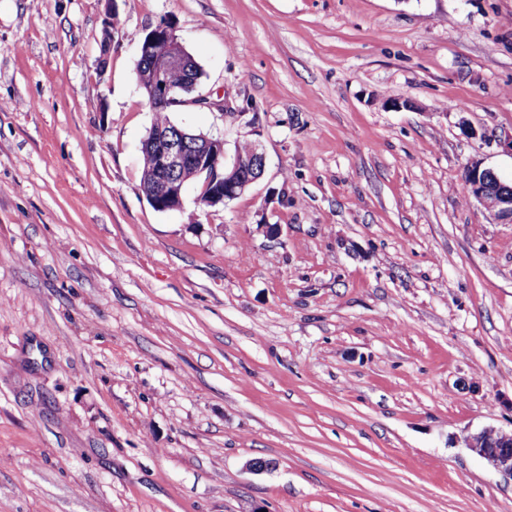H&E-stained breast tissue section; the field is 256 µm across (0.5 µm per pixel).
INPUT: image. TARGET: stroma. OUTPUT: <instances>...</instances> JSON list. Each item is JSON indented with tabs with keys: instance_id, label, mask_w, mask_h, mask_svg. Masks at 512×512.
Returning <instances> with one entry per match:
<instances>
[{
	"instance_id": "35a3bbf8",
	"label": "stroma",
	"mask_w": 512,
	"mask_h": 512,
	"mask_svg": "<svg viewBox=\"0 0 512 512\" xmlns=\"http://www.w3.org/2000/svg\"><path fill=\"white\" fill-rule=\"evenodd\" d=\"M165 18L168 123L266 155L206 213L141 191ZM511 137L512 0H0V512H512ZM161 46L162 50H154V46ZM147 64L141 63L137 66L138 82L147 84L152 80L153 70L154 78L148 86H141L142 93L146 97L153 110L156 108L178 105L180 100L176 96L177 89H186L192 84H185L186 74L173 71L188 69V53L179 41L174 24L165 19L152 27L145 36L139 48V57ZM169 81L176 88L168 83ZM489 178H493L499 186L512 188V182L502 183V179L492 169L482 167L479 162H471L465 167L464 179L468 189L469 196L479 204L487 208L492 216L500 221L512 223V190L511 194L507 191L499 193V199L495 204L490 205L487 197L491 190L488 184ZM467 445L494 468L512 479V430L488 428L471 436Z\"/></svg>"
}]
</instances>
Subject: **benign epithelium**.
I'll use <instances>...</instances> for the list:
<instances>
[{"mask_svg":"<svg viewBox=\"0 0 512 512\" xmlns=\"http://www.w3.org/2000/svg\"><path fill=\"white\" fill-rule=\"evenodd\" d=\"M139 56L153 70V81L143 87L151 108L180 104L168 75L188 69V53L179 41L174 24L165 19L152 27L139 48ZM153 157L154 188L146 196L157 211H181L187 186L201 190L195 203L206 208L224 206L238 198L265 173L266 156L259 143L251 153L227 160L224 139L186 132L176 126H153L143 140ZM464 179L469 196L487 208L500 221L512 223V193L502 191L495 204L488 201L489 180L501 182L493 170L472 162L465 167ZM467 445L494 468L512 478V431L488 428L471 436Z\"/></svg>","mask_w":512,"mask_h":512,"instance_id":"benign-epithelium-1","label":"benign epithelium"}]
</instances>
